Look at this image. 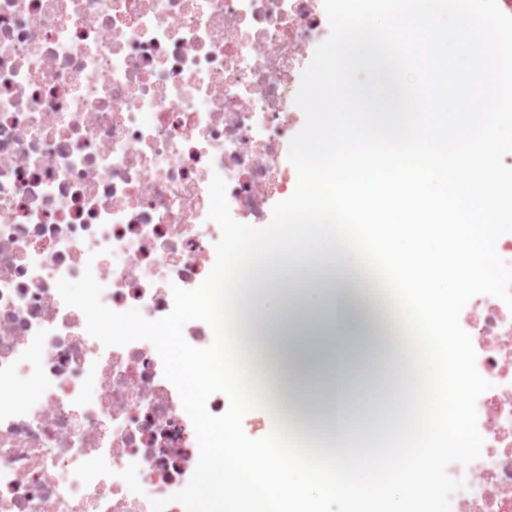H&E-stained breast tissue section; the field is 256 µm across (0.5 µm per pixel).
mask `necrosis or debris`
Returning <instances> with one entry per match:
<instances>
[{"label":"necrosis or debris","mask_w":512,"mask_h":512,"mask_svg":"<svg viewBox=\"0 0 512 512\" xmlns=\"http://www.w3.org/2000/svg\"><path fill=\"white\" fill-rule=\"evenodd\" d=\"M327 24L322 0H0V512H184L199 447L159 354L91 336L57 282L92 272L106 307L154 321L213 266V175L234 220L266 223ZM468 307L491 387L451 512H512V309Z\"/></svg>","instance_id":"necrosis-or-debris-1"}]
</instances>
